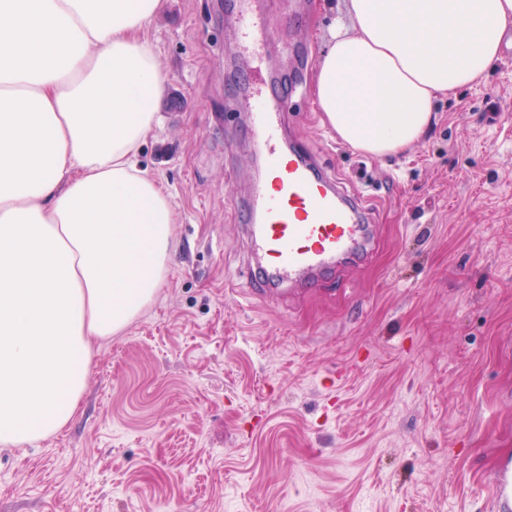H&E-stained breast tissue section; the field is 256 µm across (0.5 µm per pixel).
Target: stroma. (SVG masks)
I'll list each match as a JSON object with an SVG mask.
<instances>
[{"label": "stroma", "mask_w": 512, "mask_h": 512, "mask_svg": "<svg viewBox=\"0 0 512 512\" xmlns=\"http://www.w3.org/2000/svg\"><path fill=\"white\" fill-rule=\"evenodd\" d=\"M236 0H167L147 32L161 122L137 156L171 201L154 301L96 348L69 425L0 446V512H496L512 459V55L372 157L321 122L315 59L344 0H258L283 135L355 198L368 257L252 298L258 171ZM490 494L500 512L512 510V461H504L492 479Z\"/></svg>", "instance_id": "obj_1"}]
</instances>
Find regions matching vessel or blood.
<instances>
[{"mask_svg": "<svg viewBox=\"0 0 512 512\" xmlns=\"http://www.w3.org/2000/svg\"><path fill=\"white\" fill-rule=\"evenodd\" d=\"M239 22L242 63L250 72L271 33L248 9H241ZM248 101L256 149L265 165V175L254 183L250 196V248L266 262L272 279L299 283L364 247L365 220L337 180L316 174L313 161L285 149L284 103L275 99L273 90L264 83L254 85ZM490 494L499 512H512V461L501 464Z\"/></svg>", "mask_w": 512, "mask_h": 512, "instance_id": "1", "label": "vessel or blood"}]
</instances>
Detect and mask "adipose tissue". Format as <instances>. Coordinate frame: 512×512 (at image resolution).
<instances>
[{
  "label": "adipose tissue",
  "mask_w": 512,
  "mask_h": 512,
  "mask_svg": "<svg viewBox=\"0 0 512 512\" xmlns=\"http://www.w3.org/2000/svg\"><path fill=\"white\" fill-rule=\"evenodd\" d=\"M165 0H0V445L62 431L95 341L167 272L175 213L133 159L165 74ZM320 53L322 121L374 157L420 140L434 96L483 82L512 0H346Z\"/></svg>",
  "instance_id": "adipose-tissue-1"
}]
</instances>
